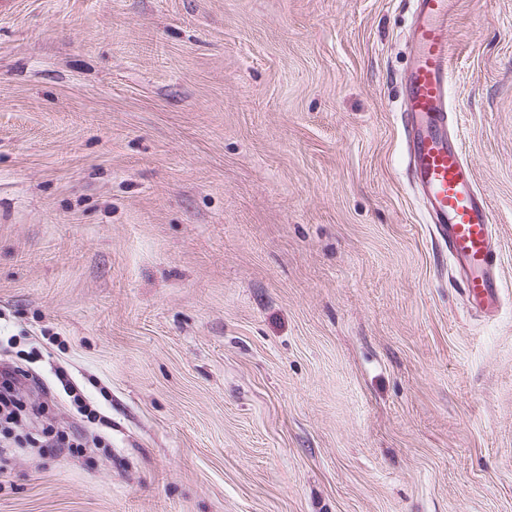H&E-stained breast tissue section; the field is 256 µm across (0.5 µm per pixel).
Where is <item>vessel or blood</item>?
<instances>
[{"label":"vessel or blood","mask_w":512,"mask_h":512,"mask_svg":"<svg viewBox=\"0 0 512 512\" xmlns=\"http://www.w3.org/2000/svg\"><path fill=\"white\" fill-rule=\"evenodd\" d=\"M452 3L414 0L401 116L414 185L464 282L470 311L480 315L499 304V240L474 167L465 158L461 142L448 132Z\"/></svg>","instance_id":"vessel-or-blood-1"}]
</instances>
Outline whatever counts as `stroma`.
I'll return each mask as SVG.
<instances>
[{
    "mask_svg": "<svg viewBox=\"0 0 512 512\" xmlns=\"http://www.w3.org/2000/svg\"><path fill=\"white\" fill-rule=\"evenodd\" d=\"M413 8L0 12V512H512V0L449 29L490 316L407 168Z\"/></svg>",
    "mask_w": 512,
    "mask_h": 512,
    "instance_id": "1",
    "label": "stroma"
}]
</instances>
